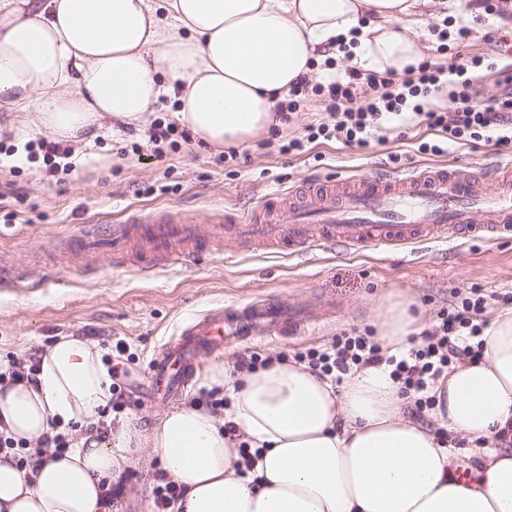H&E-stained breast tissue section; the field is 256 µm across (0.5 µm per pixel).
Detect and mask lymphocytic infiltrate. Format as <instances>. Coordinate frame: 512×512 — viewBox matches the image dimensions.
<instances>
[{
  "instance_id": "obj_1",
  "label": "lymphocytic infiltrate",
  "mask_w": 512,
  "mask_h": 512,
  "mask_svg": "<svg viewBox=\"0 0 512 512\" xmlns=\"http://www.w3.org/2000/svg\"><path fill=\"white\" fill-rule=\"evenodd\" d=\"M497 71V61L472 55L459 57L456 63L442 65L428 60L397 74L367 73L352 68L345 78L328 83L310 84L307 77L297 79L288 102L279 104L281 120H290L300 108L306 92L324 97L328 118L307 124L302 135L288 138L279 151L291 156L307 153L311 146L336 140L365 148L383 141L387 131L401 126L410 128L426 124L436 132V139L420 142L422 154H447L449 146L495 141L498 146L512 147V76L504 81L501 97L482 104L475 100L470 71ZM487 307L482 289L456 294L447 308L441 309L431 330L425 331L419 344L401 354H387L371 332L344 333L330 348L309 349L298 354V361L320 375L341 378L351 370L366 366H386L399 386L407 413L422 416L432 409L435 399L429 389L450 366L482 354L481 317ZM70 447L66 435H45L39 447H29L0 432V453L12 454L17 466L32 473L41 463L45 448L64 453Z\"/></svg>"
}]
</instances>
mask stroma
<instances>
[{
    "instance_id": "stroma-1",
    "label": "stroma",
    "mask_w": 512,
    "mask_h": 512,
    "mask_svg": "<svg viewBox=\"0 0 512 512\" xmlns=\"http://www.w3.org/2000/svg\"><path fill=\"white\" fill-rule=\"evenodd\" d=\"M443 12L421 26L426 57L441 63L455 54L512 58V27L493 16L471 21L465 47L439 51L431 32ZM319 96L307 95L289 126L238 147L236 159L216 163L196 142L155 150L146 132L104 126L89 144L72 147L71 171L44 176L29 162L26 145L40 132L19 129L17 113L0 112V142L14 145L0 161V364L10 356L38 354L56 337L73 334L107 350L127 345L133 403L120 417L145 429L157 424L165 406L150 399L151 358L186 325L213 311L240 309L263 298L295 308L334 304L320 324L294 335L250 337L220 350H204L201 367L237 366L244 351L296 355L328 345L342 332L372 328L386 297L402 293L418 301L425 327L455 292L512 291V241L465 239L420 242L391 250L324 251L308 261L286 253L245 250L233 259L213 251L194 254L172 269L140 264L138 248L112 253V233L127 221L151 223L166 212L206 219L217 211L250 213L266 196L305 189L310 183L399 175L415 166L451 169L496 164L512 169V151L486 141L452 146L447 155L418 153L413 138L389 137L360 150L339 142L292 157L278 152L288 129L319 122ZM140 151H132V143ZM162 466L144 452L120 477L116 512H152V489Z\"/></svg>"
}]
</instances>
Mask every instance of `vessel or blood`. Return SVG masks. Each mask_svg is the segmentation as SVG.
Instances as JSON below:
<instances>
[{"label":"vessel or blood","mask_w":512,"mask_h":512,"mask_svg":"<svg viewBox=\"0 0 512 512\" xmlns=\"http://www.w3.org/2000/svg\"><path fill=\"white\" fill-rule=\"evenodd\" d=\"M281 197L262 201L247 216L219 214L206 229L190 215H171L156 224L132 223L113 239L115 249L128 240H160L163 258L175 263L205 244L223 246L234 258L239 243L250 241L302 256L336 247L383 249L411 245L423 238L456 241L479 231L512 238V176L498 168L468 173L429 167L401 178L381 176L348 188L336 180L319 193L299 200L288 224L275 221ZM482 224H473V216ZM300 318L278 302H255L242 311L228 310L194 321L156 352L152 359V396L171 402L187 389L203 350L245 336L270 334L296 326Z\"/></svg>","instance_id":"vessel-or-blood-1"}]
</instances>
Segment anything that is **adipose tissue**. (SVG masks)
<instances>
[{"label": "adipose tissue", "instance_id": "ef3b65f1", "mask_svg": "<svg viewBox=\"0 0 512 512\" xmlns=\"http://www.w3.org/2000/svg\"><path fill=\"white\" fill-rule=\"evenodd\" d=\"M6 4L0 26V111L56 140L89 141L108 122L144 129L158 107L197 143L220 150L267 134L299 77L325 58L404 72L423 59L416 23L461 0H39ZM417 303L391 301L377 337L394 354L423 326ZM482 356L452 366L431 390L430 420L403 409L388 371L342 381L275 360L253 370L207 368L202 386L228 401L190 404L151 429L119 420L87 434L112 400V375L93 341L62 336L32 383L0 388V430L30 444L70 435L24 475L0 453V512H112L108 488L133 449L159 455L183 496L175 512H512V307L484 328ZM235 433H226L225 424ZM479 464L460 476L450 439ZM255 452L246 465L240 445Z\"/></svg>", "mask_w": 512, "mask_h": 512}]
</instances>
